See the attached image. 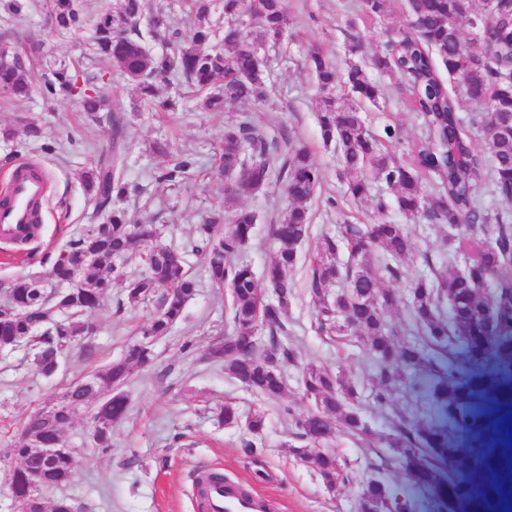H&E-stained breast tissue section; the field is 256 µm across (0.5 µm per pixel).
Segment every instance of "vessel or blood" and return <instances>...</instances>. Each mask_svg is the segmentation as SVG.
<instances>
[{
  "instance_id": "vessel-or-blood-1",
  "label": "vessel or blood",
  "mask_w": 512,
  "mask_h": 512,
  "mask_svg": "<svg viewBox=\"0 0 512 512\" xmlns=\"http://www.w3.org/2000/svg\"><path fill=\"white\" fill-rule=\"evenodd\" d=\"M10 199L0 206V238H15L35 220V208L45 195L46 183L29 167L16 168L9 179ZM264 504L236 483L214 484L200 500V512H262Z\"/></svg>"
}]
</instances>
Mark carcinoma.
Returning <instances> with one entry per match:
<instances>
[{
  "label": "carcinoma",
  "instance_id": "carcinoma-1",
  "mask_svg": "<svg viewBox=\"0 0 512 512\" xmlns=\"http://www.w3.org/2000/svg\"><path fill=\"white\" fill-rule=\"evenodd\" d=\"M389 0H361L370 20L388 16ZM224 16L223 36L216 37L209 21L213 7ZM411 33L398 32L372 59L374 69L393 73L406 83L412 107L434 141L412 150L410 163L393 161L387 144H400L399 131L387 126L384 135L369 133L361 116L362 105L379 106L383 90L351 61L338 68L319 44L307 48L306 63L320 89L317 120L324 145L340 154L343 171L351 177L349 194L362 199L369 192V175L396 194L400 212L409 220L462 231L446 236L449 251L469 255L471 270L435 269L412 286L410 322L398 330L387 321L396 295L382 288L379 272L397 280L401 263L411 252L405 225L392 222L362 229L346 224L340 234L325 233L310 260L309 294L319 305L317 330L326 335L358 334L368 355L364 376L368 397L386 406L396 385L404 384L410 402L421 417L390 420V430L378 441L392 451V461L408 483L427 495V512H512V425L495 420L492 412L512 407V378L479 374L476 369L494 364L512 367V134L501 128L499 114L512 113V0L494 4L481 0H408ZM479 17L480 40L466 39L461 24ZM48 23L56 30L80 31L86 25L82 0H51ZM292 24L288 0H193L184 28H171L164 6L152 0H117L103 11L92 28L93 58L101 64L95 73L75 71L62 64L45 77L44 90L52 96L78 97L92 120L106 113L111 139L99 155L94 171L85 175L88 204L100 224H90L73 235L48 269L63 286L65 306L47 295L36 275L18 278L9 288L0 313V351L28 346L35 369L54 375L60 358L79 346L85 333L84 317L98 309L119 282L130 306L155 299L158 310L141 330L142 339L127 346L123 357L84 373L69 384L48 409L30 416L20 439L5 451L17 465L5 470L12 499L21 512L42 502L41 490L66 482L75 465L69 454L57 459L40 485H32L26 470L43 466L40 449L63 443V432L78 413L89 409L98 432L95 447L112 448V424L123 419L129 398L123 390L137 367L155 364L154 339L169 335L182 318L199 287L186 268L183 251L154 245L139 253L135 246L160 237L150 221L131 224L120 203L131 197L128 182L126 105L109 100L103 107L96 82L118 71L139 89L142 100L169 112L176 101H156L160 82L178 80L204 93L202 107L222 112L229 103L258 98L270 71L259 56L261 46H275ZM160 37L168 52L154 53L146 37ZM0 93L20 105L30 98L32 83L27 59L10 40L0 36ZM465 96L478 106L471 126L483 134L489 159L469 140L458 116L460 99L441 81L437 64ZM150 152L164 158L159 179L177 186L196 164L195 155L176 151L157 141ZM212 165L220 174L242 172L235 187L225 191L224 204L213 208L196 225L188 247L207 256L206 273L231 292L233 334L209 344L210 358L224 363V373L238 379L266 400L280 399L285 391L283 366L295 362L288 339L287 312L294 297L290 273L297 267L298 246L307 238L310 217L306 203L321 183V172L310 151L280 130L264 134L243 119L224 130L213 149ZM434 176V193L426 195L421 175ZM284 184L291 203L277 218L273 235L279 242L275 259L264 278L275 291L270 301L258 288L253 268L235 261L254 237L257 215L246 208L230 209L229 202L256 193L254 183L271 179ZM493 185L501 207L490 209L477 194L484 181ZM492 226L491 237L479 238V226ZM351 261L337 262L340 248ZM344 282L333 300L327 288ZM268 332L267 340L258 331ZM304 396L316 411L293 421L294 435L313 445L329 441L340 426L350 435L372 434L357 405L359 388L339 373L309 364L303 371ZM471 438L466 455L455 444L456 431ZM326 487L351 479L349 460L334 452H308ZM465 463L477 476L469 483L455 474ZM360 500L364 512H416L407 492L381 479L365 484Z\"/></svg>",
  "mask_w": 512,
  "mask_h": 512
}]
</instances>
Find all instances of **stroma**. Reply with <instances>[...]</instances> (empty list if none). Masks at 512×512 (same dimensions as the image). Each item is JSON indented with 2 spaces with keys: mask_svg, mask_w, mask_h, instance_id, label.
<instances>
[{
  "mask_svg": "<svg viewBox=\"0 0 512 512\" xmlns=\"http://www.w3.org/2000/svg\"><path fill=\"white\" fill-rule=\"evenodd\" d=\"M288 5L293 26L279 49L268 56L271 76L263 100L226 105L223 114L217 116L202 110L198 96L187 89L175 110L151 112L140 107L135 84L120 73L108 75L103 86L105 93L122 99L132 110L127 178L136 186L137 194L124 203L128 219L133 223L153 219L164 243L182 246L193 226L223 200L224 178L211 166L209 154L226 126L247 118L269 133L287 130L308 147L321 168L323 182L307 203L310 234L298 249L300 260L292 272L296 294L288 308V326L296 360L284 369L285 393L279 401H263L225 375L221 364L205 358L204 346L231 331L230 293L206 279L204 254L186 252V266L199 278L200 287L170 334L154 342L155 366L133 372L128 386L130 410L124 420L112 426L111 450L93 447L89 414L80 412L63 433L66 446L76 451L74 474L67 483L44 489L45 502L69 498L79 512H196L194 478L198 471L216 469L226 479L263 497L271 512H355L365 481L406 482L398 467L388 465V449L376 442L361 445L341 433L331 447L350 461L352 479L328 491L314 465L297 457L295 450L302 442L288 423L289 416L303 417L314 409L303 395L305 365L341 371L355 383L361 381L366 365L356 336L329 337L316 329L317 307L306 282L309 260L322 234L338 232L346 224L405 223L413 248L403 262L404 275L399 280L382 281L383 287L397 296L388 320L398 328L409 320L414 280L428 275L433 267L440 269L451 263L461 270L466 265V255H449L444 229L421 220L405 221L393 191L384 183L372 182L364 199L351 197L338 155L325 148L320 138L318 89L304 68L307 47L315 43L333 52L338 62L349 60L345 33L359 31L364 52L358 60L368 67L370 79L385 94L380 108L365 112V123L377 134L389 125L397 128L401 143L396 158L407 161L408 145L432 140L433 135L411 110L410 92L404 82L370 67L372 56L405 29L406 0H391L388 17L376 23L360 13L359 0H288ZM4 32L21 46L40 43V72L62 64L79 70L90 65L89 30L73 33L48 28L36 12L34 0H0V33ZM26 120L43 127L41 140L32 142L20 135ZM8 128L15 129L14 138H3ZM105 130V124L85 118L77 99L50 96L39 86L23 108L0 103V184L23 163L38 164L48 175L43 222L35 238L18 250L20 259H13L16 250L0 240V294L19 275L47 271L66 240L88 224L82 176L94 167L98 151L107 146ZM157 139L196 153L195 168L179 186L157 179L159 160L147 151L149 142ZM331 197L337 200V208L328 207ZM381 199L387 204L382 214L376 208ZM238 204L259 217L255 240L241 259L255 273H263L279 249L272 226L277 213L288 204L284 186L271 181L255 195L239 199ZM124 300L122 285L114 284L102 308L89 316L95 327L89 339L94 357L85 360L71 355L61 361L52 377L35 372L28 349L0 352V453L18 440L29 415L53 403L79 375L119 358L127 344L138 340L140 327L154 314L157 304L151 301L132 309ZM226 404L235 407L243 418L258 409L265 411L263 432L251 436L245 427L220 424L218 413ZM247 438L252 440L256 455L243 448Z\"/></svg>",
  "mask_w": 512,
  "mask_h": 512,
  "instance_id": "35a3bbf8",
  "label": "stroma"
}]
</instances>
